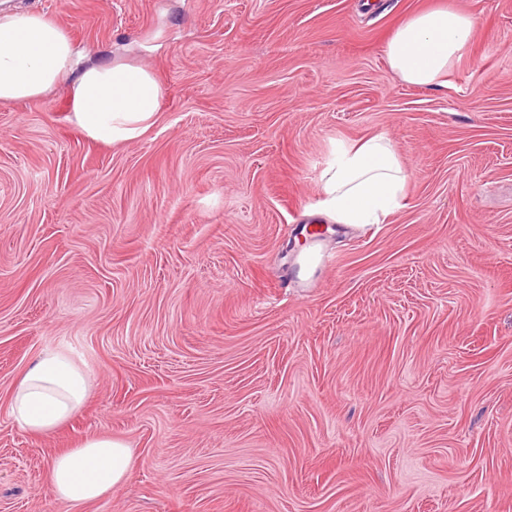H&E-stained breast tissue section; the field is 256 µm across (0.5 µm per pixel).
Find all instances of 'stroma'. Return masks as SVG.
Returning a JSON list of instances; mask_svg holds the SVG:
<instances>
[{
	"label": "stroma",
	"mask_w": 512,
	"mask_h": 512,
	"mask_svg": "<svg viewBox=\"0 0 512 512\" xmlns=\"http://www.w3.org/2000/svg\"><path fill=\"white\" fill-rule=\"evenodd\" d=\"M445 5L476 36L444 87L386 45ZM152 70L155 124L104 145L70 89L0 102V512H512V0H0ZM383 135L405 205L317 213L336 143ZM322 260L300 279L303 228ZM91 371L32 435L8 412L37 356ZM127 441L81 507L46 481ZM133 464L132 448L125 441L96 436L85 439L78 448L52 457L47 484L55 498L79 507L123 485Z\"/></svg>",
	"instance_id": "35a3bbf8"
}]
</instances>
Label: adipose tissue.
<instances>
[{
    "label": "adipose tissue",
    "instance_id": "adipose-tissue-1",
    "mask_svg": "<svg viewBox=\"0 0 512 512\" xmlns=\"http://www.w3.org/2000/svg\"><path fill=\"white\" fill-rule=\"evenodd\" d=\"M474 33L473 18L463 12L445 7L419 12L388 41L389 66L408 84L446 86ZM65 83L71 92L66 121L86 138L105 144L140 138L161 107V87L149 68L89 58L42 13L0 15V101L36 99ZM409 177L384 136L338 145L321 174V208L353 228L382 223L402 207ZM89 390L85 365L47 350L14 389L9 413L26 432L47 435L84 404ZM133 464L125 441L96 436L52 457L47 484L55 498L79 507L123 485Z\"/></svg>",
    "mask_w": 512,
    "mask_h": 512
}]
</instances>
